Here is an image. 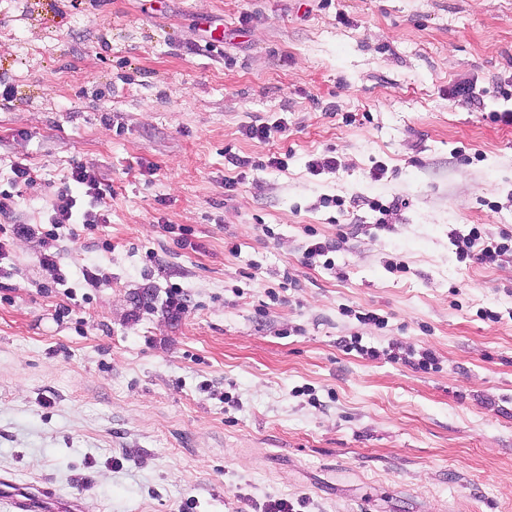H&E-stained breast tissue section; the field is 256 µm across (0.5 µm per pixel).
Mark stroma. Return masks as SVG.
I'll use <instances>...</instances> for the list:
<instances>
[{
  "label": "stroma",
  "instance_id": "stroma-1",
  "mask_svg": "<svg viewBox=\"0 0 512 512\" xmlns=\"http://www.w3.org/2000/svg\"><path fill=\"white\" fill-rule=\"evenodd\" d=\"M507 110L512 0H0V226L73 163L108 189L67 286L38 238L0 261V473L82 512H512V250L454 244L512 235ZM481 233L477 228L469 230L468 234L456 239V246L466 255L474 252L473 248L478 246L477 260L484 264H494L498 261V258L507 250L511 249L512 238L508 234L501 236V241L496 240H483ZM510 242V244H509ZM163 305L168 317L172 320L180 319L187 311L183 289L176 287L167 288Z\"/></svg>",
  "mask_w": 512,
  "mask_h": 512
}]
</instances>
